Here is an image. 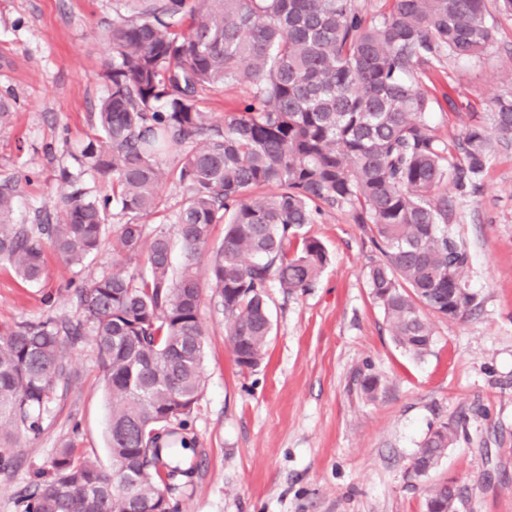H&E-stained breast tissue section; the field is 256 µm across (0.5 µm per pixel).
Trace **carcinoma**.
<instances>
[{
  "label": "carcinoma",
  "instance_id": "cac0c4a2",
  "mask_svg": "<svg viewBox=\"0 0 512 512\" xmlns=\"http://www.w3.org/2000/svg\"><path fill=\"white\" fill-rule=\"evenodd\" d=\"M150 0L119 16L105 34L112 50L108 94L81 162L112 183L101 200L70 182L56 222L11 223L15 189L0 186V258L25 282L45 275L44 242L69 265L99 251L113 206L117 262L76 295L90 325L110 411L112 472L63 448L53 473L21 496L20 512H174L163 479L189 474L181 441L204 386L203 287L224 311L236 364L263 361L271 319L267 288L314 287L328 257L300 234L323 207L367 224L379 256L367 282L391 336L420 358L433 343L430 317L473 313L470 261L449 224L448 195L480 188L494 143H512V94L491 100L489 125H471L448 143L430 133L421 77L446 57H480L493 39L490 8L512 15V0ZM241 84L247 103L220 123L202 93ZM185 146L178 166L160 156ZM463 159L452 162L453 150ZM176 178L185 200L173 233L146 238L142 219L159 208ZM276 187L259 194L261 187ZM212 249L207 285L196 264ZM184 252L174 272L172 239ZM81 339L52 317L0 329V447L37 435L40 415L68 376L67 350ZM464 429L445 422L426 435L409 468L434 470ZM460 486L426 489L425 512H456Z\"/></svg>",
  "mask_w": 512,
  "mask_h": 512
}]
</instances>
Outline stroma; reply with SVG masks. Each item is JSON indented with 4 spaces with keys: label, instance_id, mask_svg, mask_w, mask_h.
<instances>
[{
    "label": "stroma",
    "instance_id": "35a3bbf8",
    "mask_svg": "<svg viewBox=\"0 0 512 512\" xmlns=\"http://www.w3.org/2000/svg\"><path fill=\"white\" fill-rule=\"evenodd\" d=\"M137 0H0V184L16 187L13 220L56 218L68 169L91 195L110 184L76 160L93 136L107 94L112 54L103 40L116 15ZM430 129L452 141L485 123L493 96L512 91V16L496 15L480 58L446 60L430 73ZM444 190L453 230L468 245L465 271L480 308L464 319L433 318L431 348L405 354L373 300L367 270L375 259L369 228L344 209H327L303 234L328 261L314 288H269L273 331L265 361L243 371L224 336V315L203 291L205 385L180 452L191 477L169 496L177 512H424L426 483L448 477L466 489L459 512H512V148L493 153L482 188ZM104 245L85 265L46 250L44 279L29 284L0 260V325L54 317L82 323L73 291L110 270ZM72 371L42 413L38 436L0 450V512H18L33 482L49 479L62 447L110 466L105 389L91 334L70 349ZM378 377L368 399L361 382ZM464 420L465 431L427 481L407 477L427 433Z\"/></svg>",
    "mask_w": 512,
    "mask_h": 512
}]
</instances>
